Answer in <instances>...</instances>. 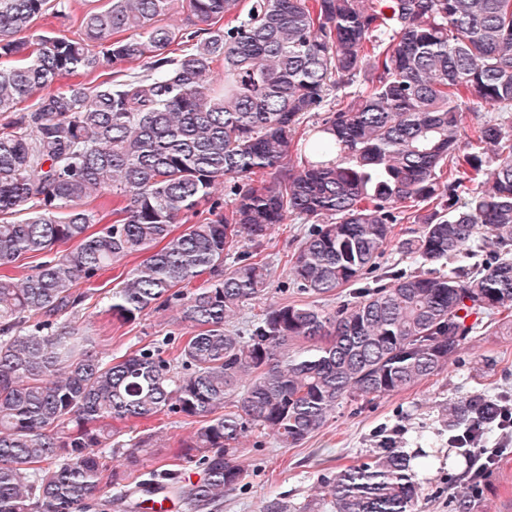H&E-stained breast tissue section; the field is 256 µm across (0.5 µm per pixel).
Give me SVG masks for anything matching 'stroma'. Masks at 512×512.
<instances>
[{"label":"stroma","mask_w":512,"mask_h":512,"mask_svg":"<svg viewBox=\"0 0 512 512\" xmlns=\"http://www.w3.org/2000/svg\"><path fill=\"white\" fill-rule=\"evenodd\" d=\"M310 227V221L291 215L267 237L258 257L270 267L269 285L259 300L244 304L232 321L235 329L245 330L252 314L270 303H312L333 311L351 301L353 287L338 289L332 296H316L302 292L291 274L289 260ZM417 232V225L406 214H399L391 241L374 272L362 277V285L390 284L396 271L422 272L424 266L420 260L402 247ZM139 261L136 254L121 258L104 274L88 280L87 286L93 289L94 295L76 318L83 334L92 339L95 351L116 359L149 346L175 352L191 332L189 323L181 320L175 307L129 323L113 319L109 310L112 292ZM478 319V332L462 342L442 370L392 395L343 401L327 424L299 446L281 447L272 436L258 445L251 435H243L239 448L244 478L225 493L214 512H265L266 505L273 500L288 502L296 508L310 503L316 512H329L328 505L314 496L321 479L332 477L348 465L366 461L388 440L409 455L415 449L425 448L447 456L450 404L474 394L496 401L504 397L512 399V333L491 330V318L487 314H479ZM113 427L126 437L148 427L166 440L164 446L146 449L134 462L121 450H114L111 459L114 470L139 474L170 468L179 470L186 483L201 478L200 468L188 459L181 446L182 440L195 429L191 420L162 414L145 424L117 421ZM486 445L497 449L498 454L480 481H473V469L467 461L427 470L418 512H512V440L496 432Z\"/></svg>","instance_id":"35a3bbf8"}]
</instances>
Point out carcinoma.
Returning a JSON list of instances; mask_svg holds the SVG:
<instances>
[{
	"label": "carcinoma",
	"mask_w": 512,
	"mask_h": 512,
	"mask_svg": "<svg viewBox=\"0 0 512 512\" xmlns=\"http://www.w3.org/2000/svg\"><path fill=\"white\" fill-rule=\"evenodd\" d=\"M241 4L108 0L76 38L30 39L46 13L68 17V0H0V57L18 58L0 67V266L47 255L22 280L0 275V512H104L132 479L110 465L112 421L170 413L198 424L187 447L203 476L183 486L167 470L160 487L211 512L243 479L242 434L297 446L341 401L440 371L475 311L512 310V125L462 129L470 101L512 108V0H248L243 18ZM179 12L204 27L166 22ZM106 65L115 73L94 86L58 84ZM331 89L336 111L294 160L296 127ZM105 193L116 220L90 234L101 217L83 205ZM405 203L420 232L403 248L422 262L477 256L482 229L495 261L396 274L334 313L269 305L247 337L228 328L270 276L250 252L224 263L240 243L260 245L289 214L315 220L291 271L324 295L376 267ZM132 253L146 258L109 311L128 323L177 304L194 331L169 359L156 347L104 358L72 324L90 297L81 280ZM499 413L481 394L450 408L457 458ZM151 440L120 447L135 459ZM428 468L426 453L384 448L337 471L322 499L417 512Z\"/></svg>",
	"instance_id": "carcinoma-1"
}]
</instances>
